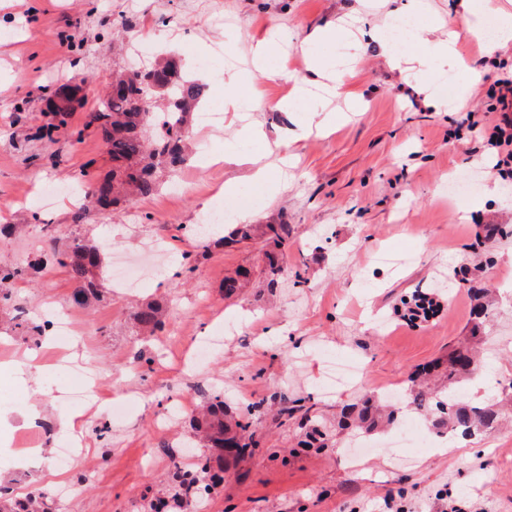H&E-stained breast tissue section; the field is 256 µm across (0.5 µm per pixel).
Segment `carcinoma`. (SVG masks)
Instances as JSON below:
<instances>
[{
	"instance_id": "obj_1",
	"label": "carcinoma",
	"mask_w": 512,
	"mask_h": 512,
	"mask_svg": "<svg viewBox=\"0 0 512 512\" xmlns=\"http://www.w3.org/2000/svg\"><path fill=\"white\" fill-rule=\"evenodd\" d=\"M118 92L103 94L97 104L85 113L83 128L68 133L73 143L81 140L83 129L95 128L101 135L112 161V173L92 181L84 202L77 208L74 221L83 220L89 207L105 211L119 204L127 195L151 196L160 187L158 169L176 173L186 161V126L198 107L203 87L181 73L173 58L155 61L135 69L134 75L124 79L116 73ZM68 85L52 90L47 106L54 122L42 128L41 136L52 141L54 133L68 129V120L74 107L71 95L65 93ZM256 228L252 224H238L229 235L214 242L229 246L251 240ZM290 227L287 224H264L261 236L274 251L265 253L267 287L275 288L284 272L276 251L288 246ZM101 254L97 245L76 239L59 254L57 263L66 268L70 277L82 284L74 294V302L85 305L97 293L93 282L94 270L99 267ZM463 282L468 285L474 302L470 321L468 346L448 352L446 363L437 362L416 373L412 386L405 390L402 402L405 408L430 417L434 431L452 432L463 437L485 433L495 427L500 418V407L512 403V395L492 397L485 403H470L463 398L464 386L481 370L484 358L479 346L485 342V323L493 302V292L485 278L464 269ZM162 307L148 302L134 313L136 323L152 331L162 327ZM444 368L443 377L448 387L435 391L427 384L430 374ZM400 409H385L380 397L365 394L355 402L342 407L338 425L369 435L384 427L399 424ZM194 428L204 447L210 453L197 457L192 471L176 469L172 480L173 500L178 507L190 502L197 504L209 491L223 481L224 463L245 457L247 451L258 447L252 421L234 417L224 409V396L214 395L205 406L202 417L193 419ZM321 422L313 420L311 430L300 442L304 448L323 447ZM0 512H55L51 502L42 494L18 499L3 492L0 487Z\"/></svg>"
}]
</instances>
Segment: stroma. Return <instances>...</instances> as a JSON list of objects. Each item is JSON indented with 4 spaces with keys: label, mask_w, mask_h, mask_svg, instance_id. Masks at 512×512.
Masks as SVG:
<instances>
[{
    "label": "stroma",
    "mask_w": 512,
    "mask_h": 512,
    "mask_svg": "<svg viewBox=\"0 0 512 512\" xmlns=\"http://www.w3.org/2000/svg\"><path fill=\"white\" fill-rule=\"evenodd\" d=\"M409 0H0V268L21 269L0 304V359L37 352L42 385L18 372L0 375V468L12 471L19 495L77 485L63 512H151L168 498L170 474L193 440L191 416L212 394L224 395L234 415L251 414L259 442L254 454L226 466L224 481L201 512H512V424L488 436L457 440L448 452L431 448L386 451L351 465L348 431L336 419L363 392L407 387L413 372L443 357L469 334L472 302L455 270L480 266L499 296L489 320L487 393L512 386V233L485 240L484 227L512 229V189L491 172L481 139L449 138L465 115L481 127L499 119L488 92L512 75V51L491 36L459 27L466 67L456 85L463 100L432 107L412 71L393 69L373 36L384 15ZM355 18V38L316 47L328 61L357 56L338 95L329 130L305 133L321 113L281 112L274 104L310 73L303 41L344 15ZM272 39L280 73L255 67L253 46ZM152 44L176 57L204 87L202 105L223 104L224 83L199 68L210 59L259 91L262 103L247 118L261 131L241 142L238 115L229 111L210 129L191 126V143L223 152L232 142L239 161L192 150L176 174L161 173L154 195L87 211L74 223V202L57 197L44 206L39 188L83 186L112 168L95 130L83 129V106L70 126L82 129L72 151L37 138L46 123L42 98L57 84L106 87L113 69L130 65V48ZM259 156L272 176L287 172L276 194L240 206L254 188L249 159ZM237 184L228 196L224 186ZM496 196H489V188ZM247 214L253 224L291 228L283 265L289 275L270 289L262 270L261 237L231 247H206L196 229L214 208ZM101 245L99 295L76 306L78 289L67 270L48 258L51 244L72 240ZM169 258L133 291L115 288L112 258H137L148 242ZM251 275L232 298L227 276ZM305 281L296 284L294 271ZM441 303L429 321L402 317L414 291ZM163 305L164 326L143 334L133 319L143 303ZM55 315L71 317L80 341L39 345L41 327ZM220 336L221 351L204 372L191 367L196 340ZM345 360L364 369L362 383L336 390L328 365ZM310 398L327 424L324 447L302 448L301 418L280 416L283 399ZM264 400L251 411L255 400ZM38 405L48 427L32 432L19 407ZM182 414L171 433L158 423L174 407ZM76 415L74 430L59 418ZM86 441L79 471L59 473L53 461L71 433ZM37 449L34 462L13 470L10 451Z\"/></svg>",
    "instance_id": "stroma-1"
}]
</instances>
